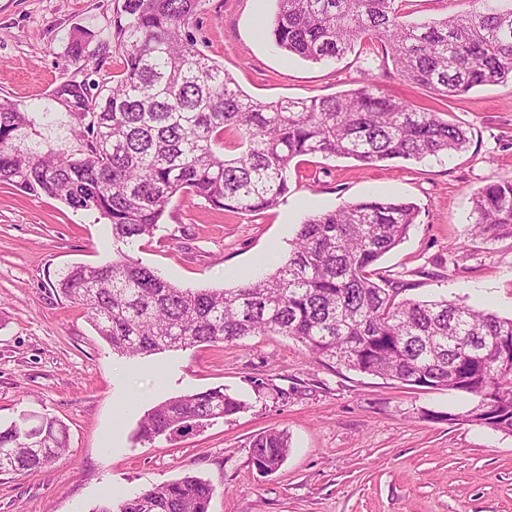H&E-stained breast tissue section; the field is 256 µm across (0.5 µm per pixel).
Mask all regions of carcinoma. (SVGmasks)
Listing matches in <instances>:
<instances>
[{"instance_id": "1", "label": "carcinoma", "mask_w": 512, "mask_h": 512, "mask_svg": "<svg viewBox=\"0 0 512 512\" xmlns=\"http://www.w3.org/2000/svg\"><path fill=\"white\" fill-rule=\"evenodd\" d=\"M275 2V43L307 61L367 43L398 75L444 99L512 80V0L420 24L403 21L407 0ZM198 4L125 0L126 23L117 32L122 73L103 93L83 85L75 92L93 107L77 113L70 154L42 137L49 113L0 100V184L94 211L112 228V261L68 269L61 294L86 309L122 356L287 336L351 370L471 395L473 406L444 418L512 434V317L445 298H402L403 286L375 273L415 223L412 203L365 199L314 215L282 265L235 288H181L130 255L178 194L254 213L288 194V168L299 156L421 161L460 152L469 141L440 113L414 109L375 85L301 101L249 98L187 34ZM230 135L236 154L225 153ZM472 209L476 235L512 238V180L480 188ZM244 408L222 386L171 397L148 410L134 437L168 440ZM66 442L59 419L22 413L0 426V474L45 467ZM250 448L260 471L272 473L287 458L288 436L264 432ZM213 493L209 482L185 476L94 512H209Z\"/></svg>"}]
</instances>
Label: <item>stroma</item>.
Listing matches in <instances>:
<instances>
[{"instance_id":"stroma-1","label":"stroma","mask_w":512,"mask_h":512,"mask_svg":"<svg viewBox=\"0 0 512 512\" xmlns=\"http://www.w3.org/2000/svg\"><path fill=\"white\" fill-rule=\"evenodd\" d=\"M124 0H0V98L49 113L41 132L71 150L79 109L68 83H102L121 69ZM478 0H410L422 23L478 9ZM274 0H200L187 32L239 88L261 101L334 95L374 82L467 131L456 154L375 165L302 156L275 208L245 214L177 196L131 254L184 288H232L283 263L308 217L345 202L393 198L417 205L383 275L405 295L442 297L512 316V238L475 236L473 194L512 179V82L452 100L400 77L371 47L315 63L269 35ZM87 33V53L72 43ZM112 258V232L93 211L0 185V424L20 412L62 420L69 437L51 465L0 475V512H93L191 475L213 486L210 512H512V434L445 420L463 394L416 389L310 356L284 336L257 335L144 358L113 353L84 309L57 294L60 274ZM225 387L241 412L151 445L133 434L156 404ZM286 432L289 452L271 474L251 460L252 439Z\"/></svg>"}]
</instances>
